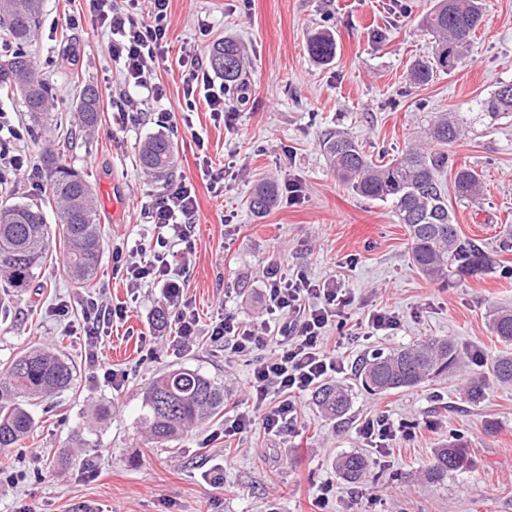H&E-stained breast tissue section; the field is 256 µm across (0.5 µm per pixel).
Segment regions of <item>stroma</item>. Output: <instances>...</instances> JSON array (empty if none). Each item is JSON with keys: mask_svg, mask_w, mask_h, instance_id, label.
Here are the masks:
<instances>
[{"mask_svg": "<svg viewBox=\"0 0 512 512\" xmlns=\"http://www.w3.org/2000/svg\"><path fill=\"white\" fill-rule=\"evenodd\" d=\"M434 0H169L168 38L173 54L208 57L231 37L246 57L245 81L231 123L214 120L204 100L191 125L172 133L177 164L160 179L140 168L141 143L160 134L161 110L179 107L183 75L172 62L152 66L146 80L161 85L163 100L129 83L112 59L110 39L86 0H43V18L31 50L55 84L54 126L31 132L20 95L0 96V110L22 133L19 146L37 160L62 132L76 129L73 110L81 83H93L100 118L80 132L66 162L91 183L96 221L106 240L93 287L77 288L61 266L47 262L23 292H0V372L21 351L47 346L76 368L72 389L52 397L51 410L34 406L35 433L6 455L0 470V512H512V386L499 385L492 358L506 346L491 333V318L512 309V118L477 125L449 149L442 181L448 209L462 239L489 258L479 272L448 282L423 277L409 255V235L390 204L355 195L341 185L321 150L326 132L348 134L374 157L400 155L434 113L466 111L500 84L512 83V0H484L485 18L467 64L426 84L410 79L412 63L431 51L421 25ZM328 29L337 42L332 63L307 52L315 33ZM213 167L224 170V191L213 193L201 176L195 137ZM483 176L474 201L453 195L458 167ZM190 180L200 222L184 273V296L199 315L192 348L175 345L176 323L159 325L165 302L159 289L129 287L113 271L112 253L152 246L157 231L144 203L169 183ZM302 188L288 200V181ZM262 181L275 183L278 202L256 215L248 197ZM39 204L48 223L55 207L23 175L0 178V206ZM346 289V328L328 326L323 345L346 365L332 383L349 390L352 405L340 419L325 417L304 393L295 428L279 436L262 425L225 436L224 426L246 402L252 365L225 353L208 332L225 314L258 324L267 319L270 271ZM67 315H60V307ZM121 307L98 346L109 367L124 372L113 389L103 370L85 360L81 332L95 307ZM395 312L400 324L368 336L363 323L375 309ZM428 337L454 342L459 362L414 388L370 394L354 379L356 363L377 351ZM186 368L224 388V408L196 430L151 443L139 422L144 392L157 371ZM483 379L480 398L471 379ZM378 416L406 423L412 435L391 442L385 464H371L350 484L335 464L344 453L373 456L357 431ZM464 437L470 468L430 484L421 471L450 435ZM223 474V489L209 479ZM329 487V503L313 500Z\"/></svg>", "mask_w": 512, "mask_h": 512, "instance_id": "1", "label": "stroma"}]
</instances>
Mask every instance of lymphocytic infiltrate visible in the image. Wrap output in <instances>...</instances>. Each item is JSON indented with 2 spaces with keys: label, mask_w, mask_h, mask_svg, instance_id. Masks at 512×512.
Listing matches in <instances>:
<instances>
[{
  "label": "lymphocytic infiltrate",
  "mask_w": 512,
  "mask_h": 512,
  "mask_svg": "<svg viewBox=\"0 0 512 512\" xmlns=\"http://www.w3.org/2000/svg\"><path fill=\"white\" fill-rule=\"evenodd\" d=\"M89 9L111 40L112 57L123 68L128 81L147 89L155 99H163L160 86L148 84L145 72L149 65L167 62L171 47L168 42V0H153L148 15H139L137 0H128L120 9L115 0H88ZM179 66L189 71L183 82L186 111H193L196 94H203L215 119L233 120L227 89L210 87L211 77L199 56L182 54ZM158 230L157 247L130 260L122 251H115L112 260L129 287L148 283L160 288L164 300L176 312L177 337L182 346L196 342L199 323L194 309L183 298V284L174 269L176 252L167 251L168 242L188 243L190 232L199 221L196 190L192 183L178 181L167 192L148 205ZM272 325L263 334H256L233 315H225L211 327L213 341L228 345L233 356L251 357L261 344L276 342V356L257 361L250 377V398L244 410L237 412L226 435L232 436L254 423H261L265 432L278 435L289 431L297 419L296 397L311 390L321 381L344 372V365L327 353L322 345L330 322L345 326V309L351 299L342 289L327 283H315L298 275H271L268 286ZM279 401H272V394Z\"/></svg>",
  "instance_id": "f902f5d3"
}]
</instances>
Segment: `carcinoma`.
<instances>
[{
  "mask_svg": "<svg viewBox=\"0 0 512 512\" xmlns=\"http://www.w3.org/2000/svg\"><path fill=\"white\" fill-rule=\"evenodd\" d=\"M41 7L32 0H0V17L8 19L3 33L16 51L0 64V82L23 98L32 126L53 121L54 95L32 56L31 45L40 23ZM483 23L482 0H436L426 15L424 27L434 38L430 57L411 65L413 81L424 84L455 72L469 54L476 31ZM336 39L331 32L310 38L308 51L319 63L336 57ZM213 70L224 76V84L242 86L244 57L237 41L226 38L211 54ZM81 123L93 127L99 117V93L92 85L82 88L76 101ZM512 115V83H503L486 99H477L463 115L441 117L431 123L421 139L401 156L376 164L362 146L339 133L326 135L321 147L333 171L358 195L370 200L389 201L398 223L410 237V256L416 269L428 278H448L453 266L460 275H471L483 266L484 256L477 245L462 242L448 209V194L440 181L448 167V147L467 129L479 122L492 126ZM144 169L161 177L174 167L172 142L163 136L147 139L140 149ZM46 170L44 192L57 205L56 224L46 223L41 209L17 202L0 207V287L16 292L26 290L36 270L47 258L53 240L62 245V265L79 288L97 277L105 239L95 222L96 199L89 182L65 163L61 152L47 151L42 157ZM457 196L473 200L481 190L480 175L466 165L456 170ZM276 202L275 188L261 185L253 193L250 207L257 215L269 211ZM493 333L512 343V310H501L491 320ZM458 360L449 340L429 339L410 347L380 353L359 369L361 385L371 392L415 387L447 371ZM492 372L503 385H512V353L492 359ZM73 363L51 348L22 351L0 377V450L13 448L31 435L36 419L33 402L71 388ZM315 400L328 416L341 417L350 406L347 392L335 386H321ZM224 407V388L190 369L158 373L149 383L143 399L142 423L152 440L163 444L191 431L205 416ZM471 464L469 449L458 440L436 449L423 470L429 483H441L448 475L462 472ZM368 462L356 453L337 461L342 478L356 483Z\"/></svg>",
  "mask_w": 512,
  "mask_h": 512,
  "instance_id": "1",
  "label": "carcinoma"
}]
</instances>
